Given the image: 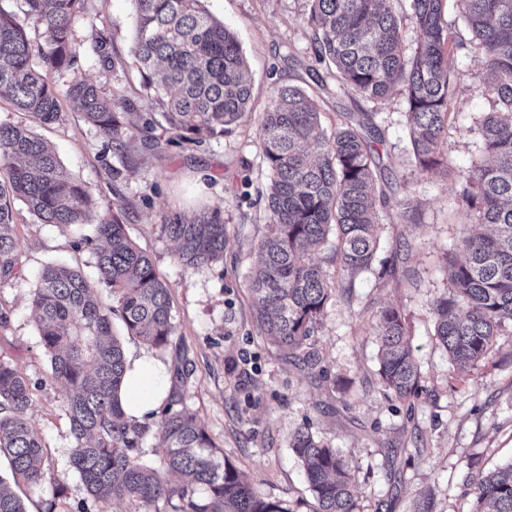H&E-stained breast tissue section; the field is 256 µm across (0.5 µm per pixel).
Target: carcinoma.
I'll list each match as a JSON object with an SVG mask.
<instances>
[{"label":"carcinoma","instance_id":"carcinoma-1","mask_svg":"<svg viewBox=\"0 0 512 512\" xmlns=\"http://www.w3.org/2000/svg\"><path fill=\"white\" fill-rule=\"evenodd\" d=\"M88 0H23L25 18L44 28V44L33 48L15 15L0 8V95L35 122L61 117L52 75L75 68L71 50L74 19ZM132 54L144 78L147 108L117 106L112 97L82 78L66 94L83 120L105 138L104 149L125 158L130 128L161 147L153 135L167 125L166 143L200 145L222 135L248 111L247 62L233 31L202 7V0H133ZM305 21L312 55L335 69L342 86L378 103L396 91L405 103L411 161L420 172L442 165L456 74L448 59L465 48L445 20L448 0H411L418 32L408 54L395 0H307ZM460 18L481 48L475 89L489 104L477 126L489 161L456 173L466 184L462 207L489 234L462 237L447 257L448 290L434 300L435 336L451 361L474 367L485 359L494 336L512 327V0H456ZM260 141L269 171L265 196L269 224L258 242L260 264L248 289L261 333L277 351L321 378L328 377L314 336L335 285L313 254L336 237L333 260L353 288L371 270L379 243L378 191L382 175L377 145L384 142L377 112H347L329 134L313 95L300 85L277 89L264 112ZM42 224L94 225L98 278L90 282L66 265L43 267L30 299L51 374L64 385L73 446L70 466L90 498L77 512H103L133 500L144 512H289L261 497L249 478L224 455L196 417L181 406V386L192 374L176 355V381L166 407L153 422L127 416L120 400L126 371L120 321L164 358L176 325L169 288L156 276L152 258L128 236L120 211L92 206L84 185L67 173L56 154L28 127L0 123V281L21 267L15 202ZM161 230L177 244L188 267L209 265L224 255V218L219 210L190 217L175 214ZM112 294L103 305L96 289ZM373 335L385 390L411 400L424 391L413 360L405 314L380 310ZM42 383L0 359V454L9 459L14 482L48 485L44 512H56L66 488L46 467L47 449L27 412ZM290 448L300 461L317 503L315 512H356L357 491L350 460L316 438L304 424ZM475 512H512V461L475 483ZM0 512H26L21 498L0 478Z\"/></svg>","mask_w":512,"mask_h":512}]
</instances>
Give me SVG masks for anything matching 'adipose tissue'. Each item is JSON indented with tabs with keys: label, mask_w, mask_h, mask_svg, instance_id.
Returning a JSON list of instances; mask_svg holds the SVG:
<instances>
[{
	"label": "adipose tissue",
	"mask_w": 512,
	"mask_h": 512,
	"mask_svg": "<svg viewBox=\"0 0 512 512\" xmlns=\"http://www.w3.org/2000/svg\"><path fill=\"white\" fill-rule=\"evenodd\" d=\"M168 394L166 370L160 361L146 354L129 359L123 387L128 416L140 420L158 412Z\"/></svg>",
	"instance_id": "ef3b65f1"
}]
</instances>
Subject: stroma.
Masks as SVG:
<instances>
[{
  "label": "stroma",
  "mask_w": 512,
  "mask_h": 512,
  "mask_svg": "<svg viewBox=\"0 0 512 512\" xmlns=\"http://www.w3.org/2000/svg\"><path fill=\"white\" fill-rule=\"evenodd\" d=\"M204 6L235 33L248 64L250 110L230 133L198 146L172 144L156 151L137 131L122 162L104 154L102 137L65 98L61 119L49 125L32 123L0 98V123L32 125L100 209L122 206L129 236L152 257L170 291L173 349L187 355L192 371L184 405L259 495L280 502L287 512H314L316 501L290 449L293 433L307 422L318 438L349 458L358 512H415L431 490L435 512H470L473 478L512 461V330L494 337L484 362L463 371L439 344L431 313L433 300L448 287L441 256L473 222L459 207L464 185L455 172L486 158L474 125L488 105L475 90L472 54H459L452 63L459 76L443 169L421 174L409 164V128L399 95L376 106L385 140L379 186L389 205L379 212L375 259H394L397 272L382 280L362 273L347 290L339 285L340 267L330 252L317 254L324 273L338 284L316 336L329 370L328 378L320 379L267 345L253 322L247 275L258 261L257 243L269 218L259 130L275 88L307 78L312 68L325 85L317 93L324 130H332L340 113L365 103L340 88L325 66L315 65L304 22L306 0H205ZM133 13L132 0H89L74 25L77 66L53 74L57 87L66 88L78 76L115 102L143 109V80L130 52ZM98 30L109 40L115 69L103 67L94 51L92 34ZM112 166L121 167L120 177H111ZM406 207L415 209L414 222L401 218ZM204 208L224 216V256L189 268L178 261L161 224L164 216ZM14 217L22 267L16 278L0 283V307L11 312L9 328L0 329V359L43 382L28 414L46 444L50 471L66 487L58 508L73 512L87 493L69 465L73 440L64 388L52 378L29 298L49 262H66L95 280L94 255L91 247L74 248L72 228L38 223L24 205H15ZM409 271L415 280L406 279ZM386 306L401 309L408 319L426 390L422 399H395L381 384L371 328Z\"/></svg>",
  "instance_id": "obj_1"
}]
</instances>
